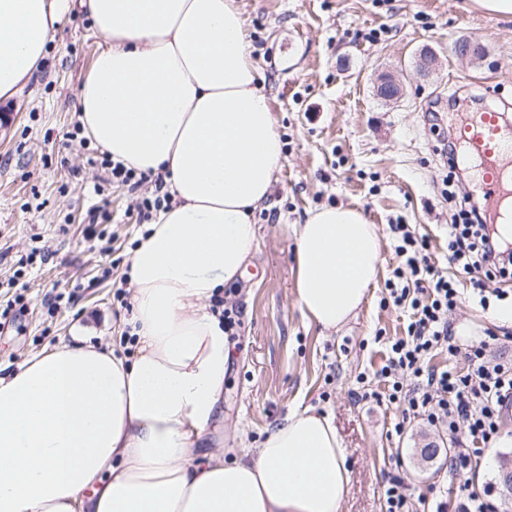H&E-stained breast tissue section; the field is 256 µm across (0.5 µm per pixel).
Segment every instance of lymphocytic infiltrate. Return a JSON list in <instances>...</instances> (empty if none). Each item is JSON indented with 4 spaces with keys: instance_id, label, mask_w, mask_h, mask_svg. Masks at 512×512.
I'll return each instance as SVG.
<instances>
[{
    "instance_id": "1",
    "label": "lymphocytic infiltrate",
    "mask_w": 512,
    "mask_h": 512,
    "mask_svg": "<svg viewBox=\"0 0 512 512\" xmlns=\"http://www.w3.org/2000/svg\"><path fill=\"white\" fill-rule=\"evenodd\" d=\"M97 164L112 182L137 189L153 183L151 195L138 203L141 220L151 221L166 208L170 196L162 174L140 172L101 154ZM460 223L448 227V262L452 273L439 270L425 253L427 240L416 236L407 225H390L395 252L401 263L385 283L390 302L408 314L404 336L392 342L380 374L388 384L389 401L406 402L409 410L426 415L433 424L448 429L457 452L449 463L450 478L472 465L470 446L484 444L497 436L506 406L512 405V365L490 358L486 341L460 344L448 314L461 295L462 282H470L480 304L503 298L504 283L512 281V243L500 238L486 222L481 203L463 197ZM465 354L466 371L436 369L428 364L433 353ZM414 386L405 389V378Z\"/></svg>"
}]
</instances>
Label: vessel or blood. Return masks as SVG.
Returning a JSON list of instances; mask_svg holds the SVG:
<instances>
[{
    "label": "vessel or blood",
    "mask_w": 512,
    "mask_h": 512,
    "mask_svg": "<svg viewBox=\"0 0 512 512\" xmlns=\"http://www.w3.org/2000/svg\"><path fill=\"white\" fill-rule=\"evenodd\" d=\"M465 155L475 162V190L494 218L512 201V121L487 109L467 113L456 129Z\"/></svg>",
    "instance_id": "vessel-or-blood-1"
}]
</instances>
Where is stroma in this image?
I'll list each match as a JSON object with an SVG mask.
<instances>
[{"label":"stroma","mask_w":512,"mask_h":512,"mask_svg":"<svg viewBox=\"0 0 512 512\" xmlns=\"http://www.w3.org/2000/svg\"><path fill=\"white\" fill-rule=\"evenodd\" d=\"M244 33L284 143L269 205L256 212L257 248L242 278L224 290L234 307L228 332L232 356L224 380L222 411L205 438L209 448L233 457L258 447L268 430L295 408L330 415L342 438L351 473L340 512H384L383 485L402 478L414 497L454 503L448 480L447 430L408 415L389 402L379 370L386 340L402 336L407 315L386 301L385 282L399 259L388 227L409 225L429 241L428 256L445 264L448 226L456 207L449 193H472V182L447 187L443 144L455 122L475 107L512 113V16L496 17L474 0H238ZM91 20L67 11L48 44L44 70L14 98L0 101V283L20 256L36 249L47 262L25 281L32 304L0 331V371L32 354L82 335L92 344L123 348L122 322L130 302L116 298L141 228L126 186L103 184L89 159L96 144L69 142L78 122L76 94L100 44ZM481 42L486 56L461 61L455 39ZM431 48L437 65L420 79L415 62ZM395 75L405 86L400 101L377 98L374 72ZM339 204L363 210L378 228L382 262L357 315L326 330L304 318L296 302L294 247L298 224L316 209ZM110 215L98 233L101 254L84 232L87 210ZM111 267L102 278L103 267ZM78 298L48 312L45 296ZM512 303L481 307L462 298L449 314L462 342L489 339L492 357L512 362V324L497 312ZM370 399H358L361 389ZM433 461L420 459L426 444ZM494 462H487V455ZM511 448L481 445L473 473L492 487L498 512H512L498 461Z\"/></svg>","instance_id":"obj_1"}]
</instances>
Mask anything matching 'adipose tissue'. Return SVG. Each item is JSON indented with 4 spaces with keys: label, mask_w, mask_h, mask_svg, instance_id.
<instances>
[{
    "label": "adipose tissue",
    "mask_w": 512,
    "mask_h": 512,
    "mask_svg": "<svg viewBox=\"0 0 512 512\" xmlns=\"http://www.w3.org/2000/svg\"><path fill=\"white\" fill-rule=\"evenodd\" d=\"M104 42L77 93L86 134L162 173L170 206L128 272L133 357L60 344L0 377V512H340L350 472L328 416L289 411L259 448H199L230 361L211 309L257 247L283 143L236 0H78ZM69 0H0V99L38 73ZM295 295L339 330L376 280L360 208L324 207L295 236Z\"/></svg>",
    "instance_id": "obj_1"
}]
</instances>
